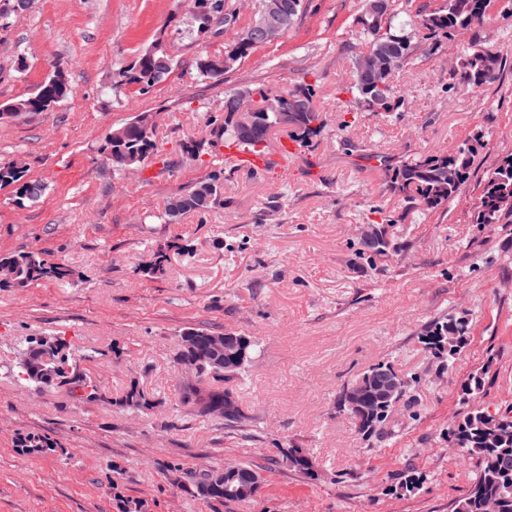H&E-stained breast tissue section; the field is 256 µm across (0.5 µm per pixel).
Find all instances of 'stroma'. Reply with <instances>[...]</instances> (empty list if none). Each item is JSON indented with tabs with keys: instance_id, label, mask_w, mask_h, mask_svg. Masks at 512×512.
<instances>
[{
	"instance_id": "1",
	"label": "stroma",
	"mask_w": 512,
	"mask_h": 512,
	"mask_svg": "<svg viewBox=\"0 0 512 512\" xmlns=\"http://www.w3.org/2000/svg\"><path fill=\"white\" fill-rule=\"evenodd\" d=\"M304 4L279 40L213 82L196 61L223 57L234 34L193 32L192 0H31L17 12L0 0V104L57 68L69 85L55 107L0 120V159H22L45 187L20 207L0 186V255L39 250L73 272L0 289V512H120L123 500L139 512H452L467 489L475 463L447 439L464 411L461 384L486 371L481 407H512V214L473 221L487 172L512 154V0L462 40L500 56L495 80L447 90L442 46L393 72L402 101L388 113L339 90L363 41L359 0ZM158 40L174 59L167 79L146 93L117 84V70ZM301 81L316 91L324 128L284 168L254 175L220 151L183 152V142L213 139L228 91ZM143 112L155 116L159 145L149 179L113 172L102 150L112 128ZM476 135L468 180L436 211L410 207L373 159L395 165ZM211 174L224 182L223 205L164 222L170 198ZM382 223L392 249L363 252L360 225ZM449 316L467 319L470 337L446 371L422 339ZM189 328L257 342L232 382L246 430L181 405L175 360ZM39 335L72 342L96 399L18 378L17 348ZM381 362L412 379L410 403L384 438L367 440L337 403ZM133 387L150 408L126 404ZM29 436L49 450L23 452ZM284 448L305 449L314 476L290 470ZM234 461L262 475L251 504L173 481Z\"/></svg>"
}]
</instances>
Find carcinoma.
<instances>
[{
  "label": "carcinoma",
  "mask_w": 512,
  "mask_h": 512,
  "mask_svg": "<svg viewBox=\"0 0 512 512\" xmlns=\"http://www.w3.org/2000/svg\"><path fill=\"white\" fill-rule=\"evenodd\" d=\"M412 0H361L357 23L361 25L367 41L362 44L352 60V70L346 90L366 102L374 112H392L398 107L401 95L391 82L393 71L409 64L414 52L425 43L437 46L459 31L470 30L482 24L495 7L497 0H444L438 8L419 6L409 9ZM270 0H257L260 10L248 26L237 33L233 42L225 47L223 68L215 71L203 57L196 61L200 77L220 81L241 60L264 46L253 36L254 27L261 18V8ZM224 13V28L237 23L236 9L225 6V0H194L192 23L196 32H208V14ZM379 53L388 55L390 66L380 78L381 86L370 84L366 69ZM501 60L490 51L475 55L461 51L460 66L448 73V88H468L492 79ZM174 67L173 58L165 52L160 42L142 51L129 67L118 71V83L137 84L147 91L162 82ZM251 89H236L224 96V121L215 129L218 138L248 147L269 148V135L274 130H285L294 141L307 140L319 131L315 123L320 112L314 102V89L300 82L286 92L258 91L264 107L253 113L246 122L236 115L235 97L249 93ZM68 93L65 73L57 70L43 80L29 96L0 105V113L17 117L22 114L45 112L61 102ZM154 121L149 113H142L123 127L110 131L104 151L112 167L123 171L129 168L144 170L154 164L158 147L154 139ZM480 137L458 147L450 155L440 152L429 156L403 160L392 169L391 183L398 192L412 203L427 209H439L453 201L461 191L477 156ZM26 170L12 160H0V185L15 186L16 204L38 199L44 191L39 181L24 179ZM224 183L216 174L204 177L172 197L166 207L164 219L171 220L190 211H205L223 202ZM512 211V155L490 171L485 179L482 194L476 205L474 223L498 224L504 214ZM72 271L61 263L49 262L42 253L32 251L0 255V288H28L41 280L54 278L66 280ZM469 322L464 318H449L432 324L425 334V343L434 353H444L448 363L467 344ZM211 332L204 328H188L181 335V348L176 362L201 365L198 385L191 390H179L180 403L201 415L213 408H221L228 426L241 427L247 420L243 414L235 389L228 386L234 376L222 371L213 372L204 361ZM72 346L60 336L28 338L21 348L23 361L17 363V374L38 389L66 386L69 392L83 391L82 397H97V386L85 374L55 371L59 363L70 361ZM377 370L393 371L385 363H379L344 387L338 400L339 408L346 409L347 390L364 386L375 390L371 375ZM487 370L470 375L461 384V402L467 411L457 424L448 430V445L459 449L462 457L476 462V471L470 486L455 502L453 512H486L491 502L497 512H512V408L491 414L471 402L481 398ZM387 412L369 401L354 415L360 434L370 439L380 435L373 421L378 412ZM282 460L288 467L302 475L313 476L315 465L305 450L290 448L281 451ZM245 472L232 478V484L212 490L206 488L202 478H195L198 496L215 501L246 503L251 501L242 492Z\"/></svg>",
  "instance_id": "obj_1"
}]
</instances>
